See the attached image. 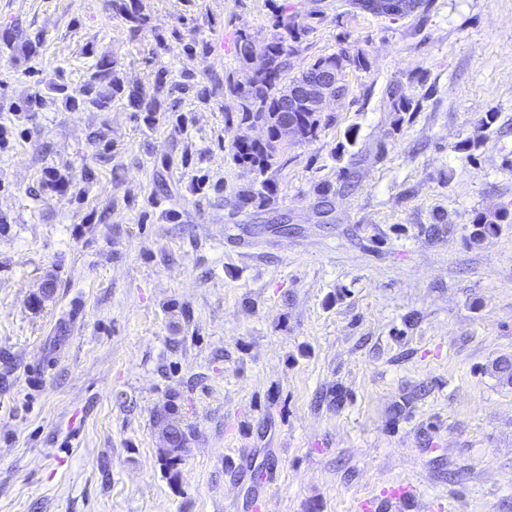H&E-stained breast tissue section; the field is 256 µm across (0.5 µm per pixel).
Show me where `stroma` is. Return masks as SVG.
Listing matches in <instances>:
<instances>
[{
  "mask_svg": "<svg viewBox=\"0 0 512 512\" xmlns=\"http://www.w3.org/2000/svg\"><path fill=\"white\" fill-rule=\"evenodd\" d=\"M283 1L316 17L297 67L344 43L370 63L277 175L290 224L235 208L223 91L149 129L124 101L73 109L50 89L103 57L147 97L162 68L245 79L235 34L269 37ZM110 2L0 0V32L39 45L0 50V512H363L401 487L409 512H512V382L495 370L512 360V223L471 238L477 213L512 204V0H425L396 21L349 0H141L182 33L161 45L130 39ZM394 79L418 112L397 118ZM51 171L67 194L33 196ZM171 401L195 432L175 484L153 425Z\"/></svg>",
  "mask_w": 512,
  "mask_h": 512,
  "instance_id": "35a3bbf8",
  "label": "stroma"
}]
</instances>
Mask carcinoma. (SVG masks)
Returning <instances> with one entry per match:
<instances>
[{
    "instance_id": "cac0c4a2",
    "label": "carcinoma",
    "mask_w": 512,
    "mask_h": 512,
    "mask_svg": "<svg viewBox=\"0 0 512 512\" xmlns=\"http://www.w3.org/2000/svg\"><path fill=\"white\" fill-rule=\"evenodd\" d=\"M112 13L120 17L128 27L131 36L137 37L146 29L151 28V17L144 13L140 0H112ZM272 27L274 34L263 40L244 29L237 32L233 49L239 63L247 66L252 57L259 54L264 59V66L255 72L247 84L239 81L231 71L224 76H214L211 82L224 90V96L236 101L237 111L228 116V123L234 126L230 141V152L233 162L248 178L247 183L235 194V208L269 209L273 206L279 192L277 173L287 163L289 147L300 146L316 141L323 130L331 124L332 116L317 110L303 98L295 99L291 105L290 114L297 127V139L284 145L279 140L285 88H296L308 83L312 78L323 72L329 65L336 63V55L344 56L351 67L357 70L369 68L366 54L362 51L350 52L342 47L338 53L317 57L305 69L294 76H289L293 69V59L300 52V46L305 38L314 30L310 17L303 16L291 10L288 5H278L273 14ZM53 91L64 95L74 107L89 106L99 111L110 108L112 100L124 99L134 116L141 119L148 128L155 126L161 118L170 116L177 123L184 117L177 113L176 101L172 100L174 93L193 92L196 96L206 98L207 88H198L195 75L189 71L181 74V80H172L168 71L159 69L154 79V95L150 98L142 96L138 87L127 85L118 76L114 61L101 58L95 64V71L90 79L78 90L77 94L68 92L63 84L53 86ZM386 94L392 101L396 112H416L420 103L413 101L398 92V85L391 83L387 86ZM261 125L267 130L264 140H253L248 136V130ZM44 185L51 191L64 195L69 189L70 182L57 172L45 175ZM336 194L328 184L316 188L317 213L327 219L332 213L330 196ZM512 212L501 207L494 212L480 213L473 219L475 230L473 237L484 241L495 236L500 224L508 221ZM168 420L182 426L179 444L160 455L169 479L179 480V466L183 461L188 447L192 430L183 424L175 414V405H170L168 411L154 418V426H159Z\"/></svg>"
}]
</instances>
